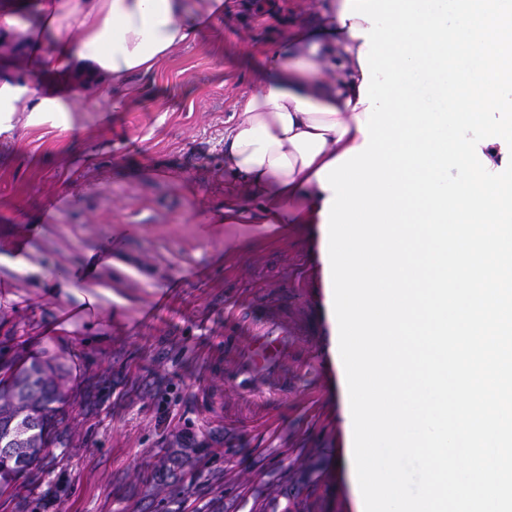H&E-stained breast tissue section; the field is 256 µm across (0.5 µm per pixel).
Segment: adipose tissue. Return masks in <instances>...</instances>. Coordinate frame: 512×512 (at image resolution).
<instances>
[{
    "label": "adipose tissue",
    "instance_id": "obj_1",
    "mask_svg": "<svg viewBox=\"0 0 512 512\" xmlns=\"http://www.w3.org/2000/svg\"><path fill=\"white\" fill-rule=\"evenodd\" d=\"M346 0H330L264 53L262 73L224 130L220 224L254 236L322 223L319 171L362 146L364 80L359 54L367 28L343 21ZM224 0H0V136L17 113L30 126L72 129L82 106L73 89L109 99L115 86L149 74L222 18Z\"/></svg>",
    "mask_w": 512,
    "mask_h": 512
}]
</instances>
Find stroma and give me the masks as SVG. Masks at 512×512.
I'll return each mask as SVG.
<instances>
[{
    "label": "stroma",
    "mask_w": 512,
    "mask_h": 512,
    "mask_svg": "<svg viewBox=\"0 0 512 512\" xmlns=\"http://www.w3.org/2000/svg\"><path fill=\"white\" fill-rule=\"evenodd\" d=\"M324 2L225 0L212 30L113 88L112 111L0 142V363L58 359L68 390L63 453L1 492L0 512H281L290 498L301 512H363L324 226L258 238L199 223L224 203V130L263 53ZM107 246L114 266L52 296ZM17 252L33 270L9 266ZM104 281L116 302L84 311L79 293ZM162 294L169 310L151 316ZM65 312L76 336H50ZM274 315L294 342L276 371L243 380L250 327ZM170 448L194 449L200 470L162 478Z\"/></svg>",
    "instance_id": "1"
}]
</instances>
